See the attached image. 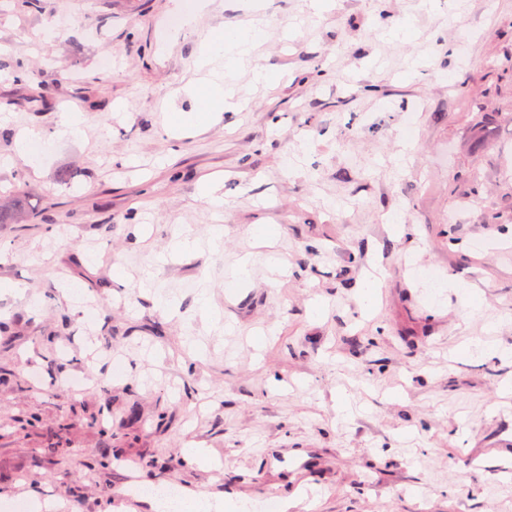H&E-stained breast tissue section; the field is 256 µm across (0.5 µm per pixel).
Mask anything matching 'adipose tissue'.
<instances>
[{
	"instance_id": "adipose-tissue-1",
	"label": "adipose tissue",
	"mask_w": 512,
	"mask_h": 512,
	"mask_svg": "<svg viewBox=\"0 0 512 512\" xmlns=\"http://www.w3.org/2000/svg\"><path fill=\"white\" fill-rule=\"evenodd\" d=\"M262 30L250 24L236 29H213L198 42L194 65L202 77L188 90L192 106L169 118L173 133L179 134L209 125L230 107L232 92L227 80L236 66L250 57Z\"/></svg>"
}]
</instances>
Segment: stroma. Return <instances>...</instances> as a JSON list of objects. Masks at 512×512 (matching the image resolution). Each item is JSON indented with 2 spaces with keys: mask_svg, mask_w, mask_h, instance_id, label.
<instances>
[{
  "mask_svg": "<svg viewBox=\"0 0 512 512\" xmlns=\"http://www.w3.org/2000/svg\"><path fill=\"white\" fill-rule=\"evenodd\" d=\"M252 19L273 82L238 70L241 109L173 136L200 35ZM175 23L0 0V505L512 512V0H211L160 49Z\"/></svg>",
  "mask_w": 512,
  "mask_h": 512,
  "instance_id": "stroma-1",
  "label": "stroma"
}]
</instances>
